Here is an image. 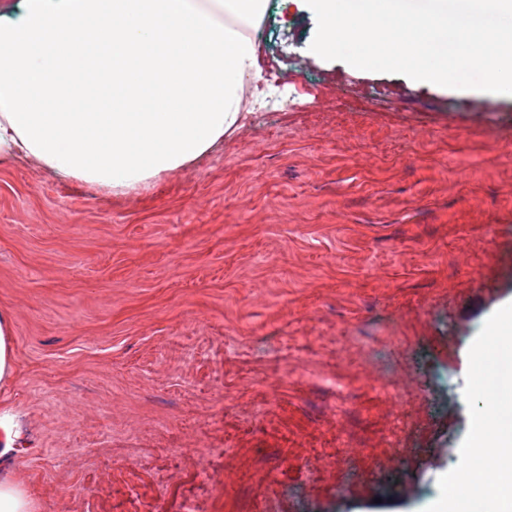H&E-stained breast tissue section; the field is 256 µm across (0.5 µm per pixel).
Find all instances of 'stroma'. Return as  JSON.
<instances>
[{"instance_id": "35a3bbf8", "label": "stroma", "mask_w": 512, "mask_h": 512, "mask_svg": "<svg viewBox=\"0 0 512 512\" xmlns=\"http://www.w3.org/2000/svg\"><path fill=\"white\" fill-rule=\"evenodd\" d=\"M315 30L270 0L255 36L299 105L251 112L147 189L0 162V412L34 512L437 500L470 345L512 298V96L351 71L310 55ZM13 321L7 311H0V382L14 373L12 357Z\"/></svg>"}]
</instances>
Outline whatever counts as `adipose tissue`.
<instances>
[{"mask_svg": "<svg viewBox=\"0 0 512 512\" xmlns=\"http://www.w3.org/2000/svg\"><path fill=\"white\" fill-rule=\"evenodd\" d=\"M267 0H21L0 14V156L125 195L211 152L268 94Z\"/></svg>", "mask_w": 512, "mask_h": 512, "instance_id": "obj_1", "label": "adipose tissue"}]
</instances>
